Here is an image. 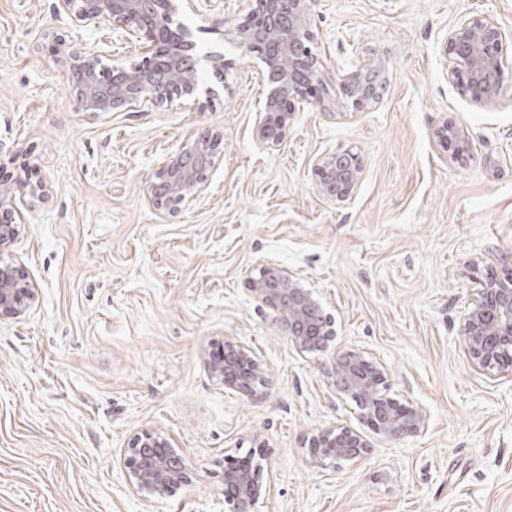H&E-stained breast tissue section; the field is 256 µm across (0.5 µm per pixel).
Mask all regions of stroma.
<instances>
[{
	"label": "stroma",
	"instance_id": "1",
	"mask_svg": "<svg viewBox=\"0 0 512 512\" xmlns=\"http://www.w3.org/2000/svg\"><path fill=\"white\" fill-rule=\"evenodd\" d=\"M213 3L175 17L197 51L224 54L203 75L213 95L95 116L54 39L127 66L143 39L82 26L57 0H0V181L22 202L0 257L36 285L25 315L0 313V512H225L224 457L254 449L270 474L262 512H512V371L475 369L461 342L477 280L512 268V86L473 104L444 56L464 16L512 35V0H318L310 46L335 108L298 102L265 150L251 137L262 63L228 36L253 2ZM369 58L385 62L384 89L358 109L336 72ZM447 120L467 152L439 142ZM208 133L220 143L205 191L160 216L150 182ZM344 150L363 179L334 203L314 168ZM269 261L317 292L335 319L330 349H365L427 429L387 443L337 396L323 359L252 300L247 280ZM229 341L254 348L267 398L212 379ZM327 427L362 433L368 455L316 464L310 441ZM145 429L171 436L191 468L149 506L124 464Z\"/></svg>",
	"mask_w": 512,
	"mask_h": 512
}]
</instances>
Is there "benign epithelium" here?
<instances>
[{"label": "benign epithelium", "instance_id": "obj_1", "mask_svg": "<svg viewBox=\"0 0 512 512\" xmlns=\"http://www.w3.org/2000/svg\"><path fill=\"white\" fill-rule=\"evenodd\" d=\"M201 0H81L75 18L85 25L101 20L112 23V32L124 37L140 34L147 39L146 56L135 70L120 63L105 65L100 55L72 52L76 70L72 91L83 110L97 114L118 109L142 112L172 102L171 78L179 80L180 96L195 97L202 89L207 69L224 66V54L194 53L195 43L186 27L173 28L180 10H198ZM315 0H254L245 24L234 30L238 47L254 53L263 63L262 78L268 86L253 141L259 148L277 146L294 116L292 101L305 100L325 109L317 58L308 45ZM508 44L505 32L485 17H468L448 29L445 55L448 79L456 82L476 104L489 102L512 83V70L504 69ZM385 65L363 61L339 69V84L346 97L363 109L380 96ZM218 137L203 135L166 158L149 185L147 199L161 216L171 215L205 191L203 168ZM317 194L332 202L349 200L363 170L356 154L336 152L317 159ZM16 195L0 187V248L18 235ZM251 297L270 309L278 331L301 353L319 355L328 350L335 335L334 320L312 289L275 263L259 268L250 278ZM35 300L33 283L18 278L12 264L0 263V310L21 316ZM463 349L478 370L512 367V272L494 281L478 282L475 297L463 317ZM336 393L361 407L368 426L384 440L397 444L424 431L426 411L400 402L390 394L381 363L360 349L338 351L329 359ZM213 379L227 388L255 396L263 366L255 350L243 343L225 345L224 358L209 365ZM313 457L324 463L361 459L369 444L351 430L326 428L312 442ZM129 484L148 504L173 497L189 482L190 465L170 437L146 431L129 448ZM269 493L264 469L250 456L232 457L224 466V503L228 512H261Z\"/></svg>", "mask_w": 512, "mask_h": 512}]
</instances>
